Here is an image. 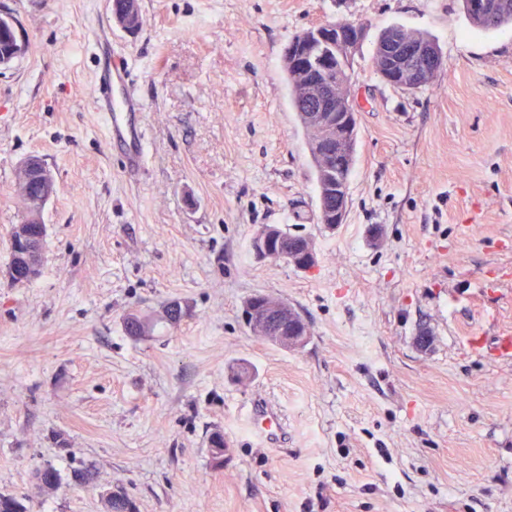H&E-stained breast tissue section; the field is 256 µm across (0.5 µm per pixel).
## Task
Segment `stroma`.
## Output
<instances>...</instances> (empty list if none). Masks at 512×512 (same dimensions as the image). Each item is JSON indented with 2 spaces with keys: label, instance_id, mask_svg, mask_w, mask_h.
<instances>
[{
  "label": "stroma",
  "instance_id": "1",
  "mask_svg": "<svg viewBox=\"0 0 512 512\" xmlns=\"http://www.w3.org/2000/svg\"><path fill=\"white\" fill-rule=\"evenodd\" d=\"M139 3L131 34L108 0H0L27 41L0 72V493L30 512H104L117 487L137 512H512V24L479 30L462 0ZM337 20L366 35L331 231L282 60ZM392 25L439 45L427 86L380 77ZM103 31L142 103L139 172L94 105ZM31 156L55 193L41 273L14 284ZM266 225L310 237L314 268L257 259ZM255 293L299 312L301 349L250 331ZM173 300L188 309L175 326L157 319ZM131 311L156 326L127 335ZM257 400L282 414L279 444L252 433ZM83 461L95 479L78 485ZM46 466L49 492L33 478Z\"/></svg>",
  "mask_w": 512,
  "mask_h": 512
}]
</instances>
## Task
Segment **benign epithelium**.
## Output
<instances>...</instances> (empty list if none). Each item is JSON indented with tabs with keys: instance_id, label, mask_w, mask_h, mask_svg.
Instances as JSON below:
<instances>
[{
	"instance_id": "7a95c632",
	"label": "benign epithelium",
	"mask_w": 512,
	"mask_h": 512,
	"mask_svg": "<svg viewBox=\"0 0 512 512\" xmlns=\"http://www.w3.org/2000/svg\"><path fill=\"white\" fill-rule=\"evenodd\" d=\"M10 28L17 33L16 45L12 51L0 55V71L11 68L14 61L23 52L24 39L20 26L10 12L0 11V30ZM365 37V28L361 24L331 22L322 27L308 29L298 38L288 43V54L297 52L296 43L307 50L300 53V66L307 70H316L327 62V58H336V79L314 81L309 93L310 110L308 118L323 130L325 150L329 156L351 153L357 137V113L351 97V88L344 80L341 70L351 60ZM380 75L388 83L409 90L426 86L436 73L438 53L431 43L405 34L390 36L380 45ZM26 181L32 182L41 190L39 204L45 205L53 196L55 182L50 170L37 157L28 158L22 165ZM348 207V189L336 186V211L334 223L325 225L335 230L345 222ZM10 250L16 263L8 270V276L17 278L37 276L40 266L36 262L35 245L25 235L11 238ZM253 253L259 259L284 260L293 266L310 270L316 264L314 242L307 237L285 238L279 235L260 236L253 244ZM262 296L250 299L245 305L246 318L261 324L278 343L289 349L298 350L306 343L308 330L278 315L266 318L259 309Z\"/></svg>"
}]
</instances>
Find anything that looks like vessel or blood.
<instances>
[{"label":"vessel or blood","instance_id":"obj_1","mask_svg":"<svg viewBox=\"0 0 512 512\" xmlns=\"http://www.w3.org/2000/svg\"><path fill=\"white\" fill-rule=\"evenodd\" d=\"M101 63L95 81V99L106 118L107 137L125 159L127 169L136 171L144 163L141 103L127 94L129 82L126 61L113 58L109 48H102ZM250 428L268 444L279 442L284 429L278 410L266 402L252 404L249 412Z\"/></svg>","mask_w":512,"mask_h":512}]
</instances>
